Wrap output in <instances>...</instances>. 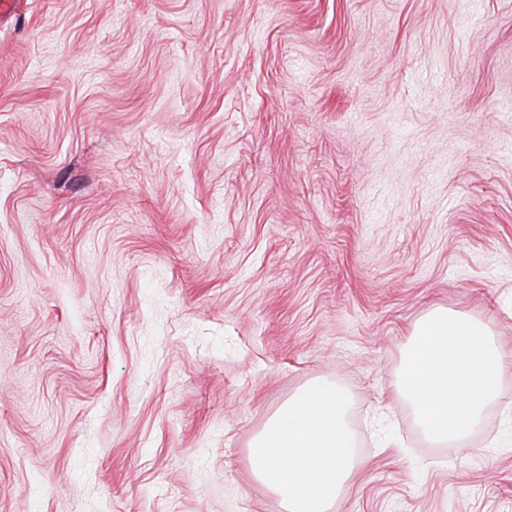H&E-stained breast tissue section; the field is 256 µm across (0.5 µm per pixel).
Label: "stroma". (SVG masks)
<instances>
[{
    "label": "stroma",
    "instance_id": "1",
    "mask_svg": "<svg viewBox=\"0 0 512 512\" xmlns=\"http://www.w3.org/2000/svg\"><path fill=\"white\" fill-rule=\"evenodd\" d=\"M436 307L512 345V0L0 14V512H285L248 450L349 394L328 512H512L399 392Z\"/></svg>",
    "mask_w": 512,
    "mask_h": 512
}]
</instances>
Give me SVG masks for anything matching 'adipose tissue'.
<instances>
[{
  "label": "adipose tissue",
  "mask_w": 512,
  "mask_h": 512,
  "mask_svg": "<svg viewBox=\"0 0 512 512\" xmlns=\"http://www.w3.org/2000/svg\"><path fill=\"white\" fill-rule=\"evenodd\" d=\"M349 395L316 381L300 391L258 436L249 460L286 512H327L352 475L345 422Z\"/></svg>",
  "instance_id": "1"
}]
</instances>
